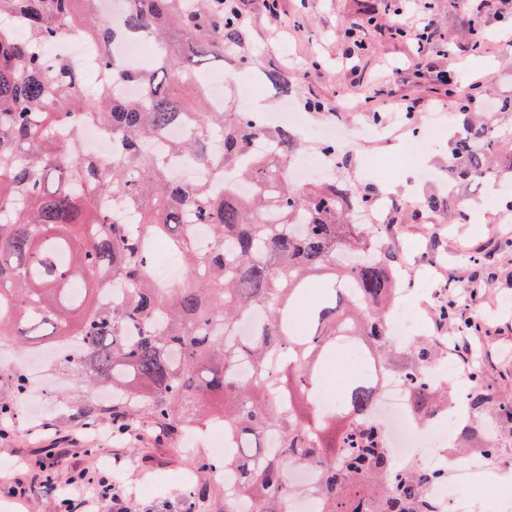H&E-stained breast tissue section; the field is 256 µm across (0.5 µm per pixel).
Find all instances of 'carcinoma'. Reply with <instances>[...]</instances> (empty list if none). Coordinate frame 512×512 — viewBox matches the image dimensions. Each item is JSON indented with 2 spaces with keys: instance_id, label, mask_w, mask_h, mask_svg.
<instances>
[{
  "instance_id": "1",
  "label": "carcinoma",
  "mask_w": 512,
  "mask_h": 512,
  "mask_svg": "<svg viewBox=\"0 0 512 512\" xmlns=\"http://www.w3.org/2000/svg\"><path fill=\"white\" fill-rule=\"evenodd\" d=\"M78 2L0 0V340L27 350L58 338L56 367L112 391L117 429L143 431L149 420L169 434L223 423L234 447L193 461L201 483L193 495H209L207 475L224 470L235 481L224 488V512L244 504L285 512L304 493L290 481L296 466L317 473L309 493L318 512H432L428 488L442 476L396 463L366 420L395 351L387 318L397 291L394 256L373 248L371 228L347 220L344 195L362 208L371 197L351 181L295 186L286 165L299 135L207 107L203 62L224 56L238 30L223 0H123L118 24L79 12ZM71 31L102 47L150 38L154 62L136 68L105 54V76L90 87L73 61L38 50ZM126 85L140 94L125 96ZM175 85L196 107L173 95ZM461 115L449 177L469 185L512 175V123L465 105ZM175 124L194 134L168 139ZM84 125L112 135L109 160L82 150ZM190 163L206 166L205 180L179 177ZM195 224L209 229L206 250ZM159 239L184 271L172 286L154 276ZM317 271L334 278L298 331L292 307ZM112 285L119 296L108 302ZM341 342L356 345L371 370L346 382L337 407L304 419L296 400L315 401L319 362ZM439 356L423 340L399 373L418 420L446 396L423 376ZM25 382L11 374L0 415L12 413ZM476 385L475 407L512 414L511 400ZM363 484L374 491L360 493Z\"/></svg>"
}]
</instances>
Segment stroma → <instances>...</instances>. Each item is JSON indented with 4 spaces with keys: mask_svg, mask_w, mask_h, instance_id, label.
<instances>
[{
    "mask_svg": "<svg viewBox=\"0 0 512 512\" xmlns=\"http://www.w3.org/2000/svg\"><path fill=\"white\" fill-rule=\"evenodd\" d=\"M402 17H395L385 0H279V9L291 24L278 27L265 0H240L244 20L234 42L225 44L224 55L210 61L212 71L241 78L253 69L244 67L250 57L257 69L282 72L293 86L281 95L272 84L258 92L253 107L262 112H303L310 126L303 152L322 148L324 127L351 126L369 121L364 102L376 94H409L424 106L415 121H402L388 139L358 137L349 145L343 168L347 179L376 192L380 184L368 167L374 159L405 154L410 137L433 114L457 116V107L471 90L469 79L492 84L490 94L477 99V109L500 105L512 96V0H431L434 21L432 40L425 52L434 65L451 56L460 73L454 94H446L431 75L415 77L410 59L415 45L395 35L397 22H412L418 0H401ZM377 22H370V15ZM483 23L485 38L496 43L494 53L473 55L467 35L471 17ZM357 32L368 45L364 54L347 59L348 32ZM454 130L446 124L442 135L424 154L421 163L429 178L394 179L390 188L399 204L388 215L392 227L404 234H419L417 260L426 271L423 280L412 283L411 295L418 298L444 285L467 286L477 268L476 257L494 254V277L478 290L466 313L483 322L482 336L492 355L482 364V384L498 398H512V250H498L512 236L511 224H494L488 219L485 199L492 185L471 191V208L466 222L451 224L446 208L431 209L427 200L439 194L448 174V140ZM27 404L17 405L8 437L0 439V512H61L60 500L67 492L68 477L87 472L107 474L116 491L125 494L127 512H224V482L213 476L217 493L210 504L189 496L182 482L190 463L211 454L205 432L180 434L158 441L139 439L112 430L110 401L90 388H77L73 379L57 371L48 378H30ZM449 413L461 416L472 431L465 443L449 438V457L460 461L482 460L492 441H499L500 456L508 460L505 473H491L492 481L512 479V417L496 409L473 414L469 405L449 402ZM84 415L93 429L78 428L74 418ZM69 449L62 464H54L56 449ZM156 488L143 492L145 483Z\"/></svg>",
    "mask_w": 512,
    "mask_h": 512,
    "instance_id": "obj_1",
    "label": "stroma"
}]
</instances>
